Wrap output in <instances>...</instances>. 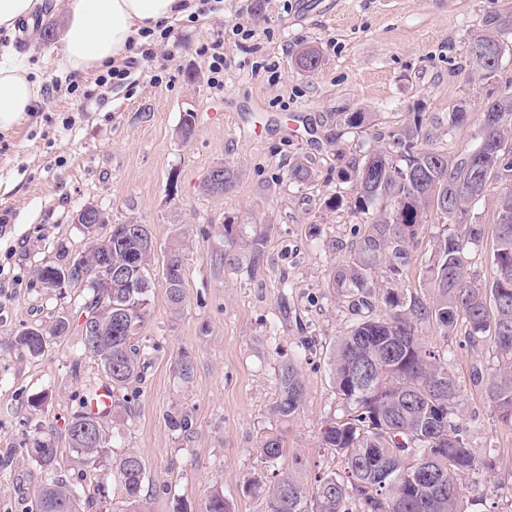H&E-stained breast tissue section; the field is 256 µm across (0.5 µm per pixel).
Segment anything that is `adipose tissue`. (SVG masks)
Wrapping results in <instances>:
<instances>
[{"label":"adipose tissue","mask_w":512,"mask_h":512,"mask_svg":"<svg viewBox=\"0 0 512 512\" xmlns=\"http://www.w3.org/2000/svg\"><path fill=\"white\" fill-rule=\"evenodd\" d=\"M186 0H67L57 29L64 65L83 74L126 55L142 31L187 14ZM25 55L0 54V133L27 120L40 97Z\"/></svg>","instance_id":"1"}]
</instances>
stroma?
<instances>
[{
  "mask_svg": "<svg viewBox=\"0 0 512 512\" xmlns=\"http://www.w3.org/2000/svg\"><path fill=\"white\" fill-rule=\"evenodd\" d=\"M512 15V0H208L173 21L161 46L170 60L161 81L133 68L124 84H103L98 72L69 73L57 42L43 43L34 28L0 37L26 54L42 87L41 99L16 131L0 134V512H31L42 487L41 468L24 443L62 448V470L82 479L91 512H111L124 498L117 479L80 466L65 450V429L88 394L108 385L97 358L83 345L79 318L90 288H47L37 267L55 262L60 247L77 252L85 237L72 224L75 207L94 203L113 224L134 215L155 243L149 315L135 338L149 353L141 380L112 393L101 416L114 454L136 451L144 460L150 512H200L207 492L221 488L233 512H259L248 479L267 482L274 467L257 448L280 433L287 458H301L306 478L339 474L341 458L321 447L320 428L341 418L344 406L330 374L328 353L352 316L332 292L334 267L349 255L359 217L325 200L347 194L337 178L361 157L374 135L399 126L409 113L442 117L459 104L478 110L492 91L512 80V54L498 78L473 75L469 42L491 12ZM255 29L248 46L235 23ZM224 37V83L209 82L201 44ZM323 56L312 74L293 65L301 45ZM200 75L191 84L189 73ZM196 113L190 144L176 136L186 109ZM369 112L374 127L352 132L341 112ZM313 160L316 179L288 182L290 160ZM230 162L240 179L224 198L202 196L198 182L210 167ZM176 193H169V186ZM268 227L267 265L258 273L230 269L222 260L225 217ZM439 218L422 226L401 288L419 290ZM189 232L185 302L172 315L162 275L163 257L178 234ZM70 320L45 352L30 355L13 342L26 328ZM311 342L303 364L306 398L288 420L272 415L279 365ZM445 357L461 387L469 443L482 467L469 476L467 499L478 512H512V426L501 422L473 365L493 368L489 345L463 348L448 340ZM189 352L194 377L175 371ZM189 416L188 430L171 419Z\"/></svg>",
  "mask_w": 512,
  "mask_h": 512,
  "instance_id": "stroma-1",
  "label": "stroma"
}]
</instances>
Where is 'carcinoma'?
<instances>
[{
	"label": "carcinoma",
	"mask_w": 512,
	"mask_h": 512,
	"mask_svg": "<svg viewBox=\"0 0 512 512\" xmlns=\"http://www.w3.org/2000/svg\"><path fill=\"white\" fill-rule=\"evenodd\" d=\"M512 17L491 14L472 35L470 47L494 50L482 63H472V73L494 81L508 46ZM318 47H305L297 68L313 73L321 66ZM472 136L473 144L452 151L427 125L420 112L383 135L385 143L373 145L340 171L350 184V209L362 217L354 225L351 254L332 272L329 287L348 303L355 321L339 336L329 357L336 394L346 406L345 415L328 419L321 428V444L343 458V474L318 476L315 485L302 477L300 462L275 473L274 481L258 491L260 512H465L466 476L480 464L469 445L460 387L449 371L443 351L422 336V327L433 324L443 341L464 330L463 343L476 347L493 344L498 366L487 373L472 370V381L485 386L495 412L512 422V85L485 103ZM351 129L368 128L370 112H341ZM315 179L313 162L298 158L288 166V181L309 184ZM499 188L492 205L496 214L493 271L481 284L470 274L467 252L485 238L486 225L475 206L492 188ZM385 201L380 214L374 213ZM442 219L424 270L421 293L397 285H383L374 270L388 265L391 279L401 278L410 264L414 244L427 214ZM128 224L112 225V266L125 270L106 287V272L90 276L93 296L86 312L97 319L98 343L88 348L112 381L123 387L139 378L148 353L131 343L143 327L150 304L149 267L154 252H145L140 237L127 235ZM267 234L255 227L245 235L240 225L224 219V265L244 267L255 273L266 264ZM71 255L64 251L58 262L35 270L50 286L68 268ZM171 308L180 311L184 284L166 282ZM69 328L58 320L49 328L24 329L15 342L32 355L45 351L48 337ZM309 347L282 364L276 374L277 396L272 413L281 420L294 416L305 400L302 360ZM100 423L91 412H79L66 428L68 449L79 464L104 467L118 479L125 500L116 512H147L143 495L146 469L134 451L111 454L105 431L90 437L84 428ZM59 449L37 446L28 455L45 473L39 500L44 512H81L82 485L57 468ZM264 463L284 455L282 437L274 432L260 441ZM417 476L418 485L405 483ZM203 512H231L224 493L216 488Z\"/></svg>",
	"instance_id": "cac0c4a2"
}]
</instances>
